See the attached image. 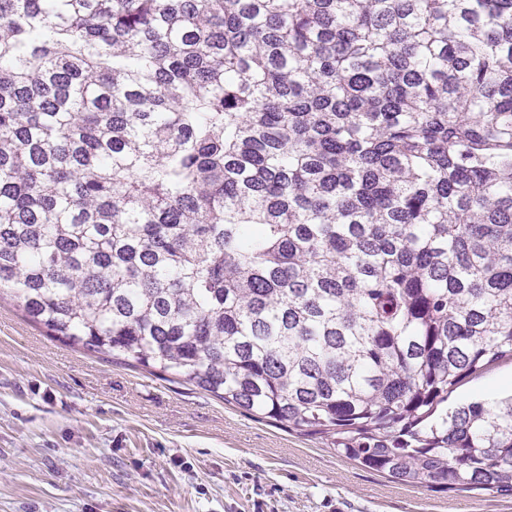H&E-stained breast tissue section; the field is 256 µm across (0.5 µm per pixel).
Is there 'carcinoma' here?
I'll return each mask as SVG.
<instances>
[{
  "instance_id": "obj_1",
  "label": "carcinoma",
  "mask_w": 512,
  "mask_h": 512,
  "mask_svg": "<svg viewBox=\"0 0 512 512\" xmlns=\"http://www.w3.org/2000/svg\"><path fill=\"white\" fill-rule=\"evenodd\" d=\"M51 335L512 496V0H0V295ZM512 390V361H500L477 374L457 388L448 400V407L471 401L501 397Z\"/></svg>"
}]
</instances>
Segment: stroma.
Here are the masks:
<instances>
[{
    "label": "stroma",
    "mask_w": 512,
    "mask_h": 512,
    "mask_svg": "<svg viewBox=\"0 0 512 512\" xmlns=\"http://www.w3.org/2000/svg\"><path fill=\"white\" fill-rule=\"evenodd\" d=\"M512 393V361L449 405ZM0 512H512L389 481L327 440L69 345L0 300Z\"/></svg>",
    "instance_id": "obj_1"
}]
</instances>
